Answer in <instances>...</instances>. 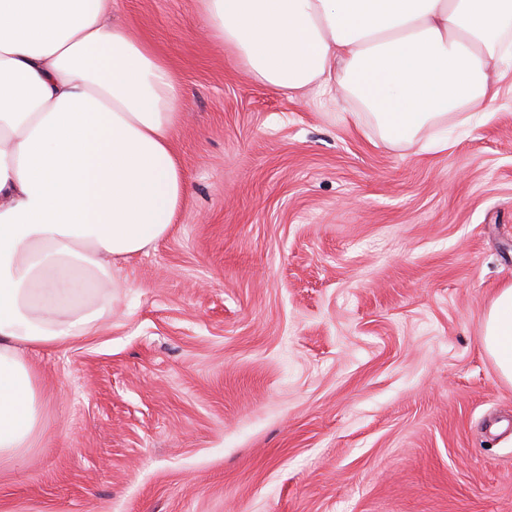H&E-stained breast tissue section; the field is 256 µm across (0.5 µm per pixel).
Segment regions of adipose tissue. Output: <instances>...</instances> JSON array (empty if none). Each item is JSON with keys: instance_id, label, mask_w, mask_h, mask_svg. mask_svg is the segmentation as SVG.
Segmentation results:
<instances>
[{"instance_id": "1", "label": "adipose tissue", "mask_w": 512, "mask_h": 512, "mask_svg": "<svg viewBox=\"0 0 512 512\" xmlns=\"http://www.w3.org/2000/svg\"><path fill=\"white\" fill-rule=\"evenodd\" d=\"M202 2L256 80L336 86L394 144L494 101L489 72L512 61V0ZM111 17L112 0H0V462L44 428L31 351L90 332L185 189L181 88ZM481 345L512 384V285Z\"/></svg>"}]
</instances>
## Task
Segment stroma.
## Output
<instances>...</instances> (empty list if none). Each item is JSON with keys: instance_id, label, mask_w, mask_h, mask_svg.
Wrapping results in <instances>:
<instances>
[{"instance_id": "stroma-1", "label": "stroma", "mask_w": 512, "mask_h": 512, "mask_svg": "<svg viewBox=\"0 0 512 512\" xmlns=\"http://www.w3.org/2000/svg\"><path fill=\"white\" fill-rule=\"evenodd\" d=\"M186 113L174 224L85 336L38 351L45 432L0 512H512V81L384 141L252 79L201 0H115ZM447 137V151L432 140ZM481 345L499 377L512 384V285L500 288L492 299Z\"/></svg>"}]
</instances>
